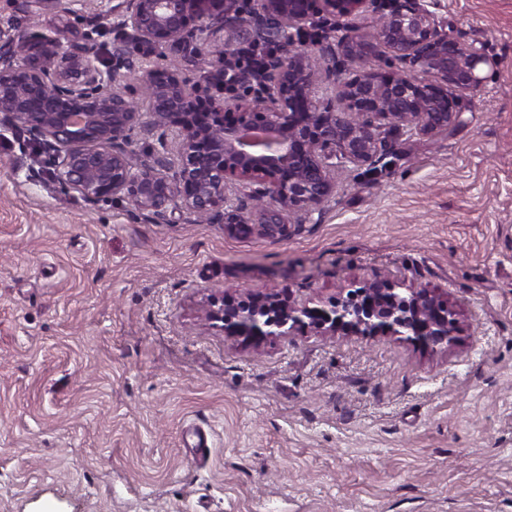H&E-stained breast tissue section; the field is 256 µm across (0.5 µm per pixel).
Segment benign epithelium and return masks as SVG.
<instances>
[{"label":"benign epithelium","instance_id":"1","mask_svg":"<svg viewBox=\"0 0 512 512\" xmlns=\"http://www.w3.org/2000/svg\"><path fill=\"white\" fill-rule=\"evenodd\" d=\"M108 0L103 59L89 35L62 42L0 29V128L25 136L28 170L89 206L127 201L151 224L175 215L232 236L282 238L336 193L337 176L376 161L387 135H443L492 61L448 35L439 0H392L369 34L336 35L342 59L323 68L298 34L316 14L377 12L378 0ZM274 48L254 80L229 69L234 44ZM191 54L194 80L174 60ZM152 116L144 125L143 113ZM160 149L139 154L137 131ZM201 320L260 346L310 328L322 336H396L452 348L456 310L436 288L374 282L328 304L275 289L209 295Z\"/></svg>","mask_w":512,"mask_h":512}]
</instances>
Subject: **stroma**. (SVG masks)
I'll use <instances>...</instances> for the list:
<instances>
[{"mask_svg":"<svg viewBox=\"0 0 512 512\" xmlns=\"http://www.w3.org/2000/svg\"><path fill=\"white\" fill-rule=\"evenodd\" d=\"M440 3L495 60L459 123L392 137L284 238L85 205L0 130V512H512V0ZM1 27L112 40L69 0H0ZM382 280L440 289L455 346L196 324L211 294Z\"/></svg>","mask_w":512,"mask_h":512,"instance_id":"obj_1","label":"stroma"}]
</instances>
